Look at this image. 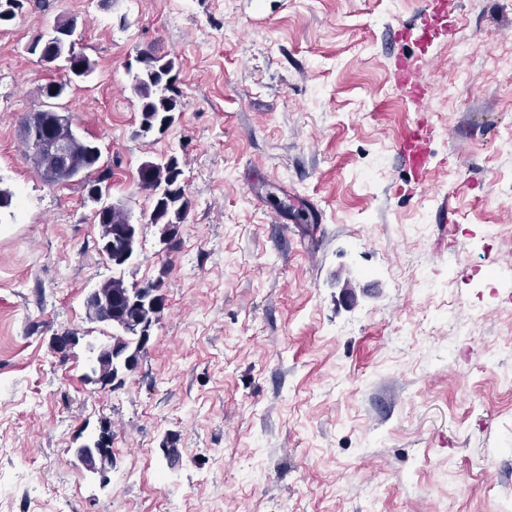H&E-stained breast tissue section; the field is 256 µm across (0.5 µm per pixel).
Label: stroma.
Wrapping results in <instances>:
<instances>
[{
	"label": "stroma",
	"instance_id": "obj_1",
	"mask_svg": "<svg viewBox=\"0 0 512 512\" xmlns=\"http://www.w3.org/2000/svg\"><path fill=\"white\" fill-rule=\"evenodd\" d=\"M448 2L420 185L394 148L417 114L393 54H420L395 31L425 0H50L0 29V512H512V308L478 285L512 270L479 245L512 236V10ZM64 20L97 69L52 101L27 46ZM145 49L181 91L147 137L127 72ZM49 107L97 140L106 199L138 226L125 281H164L108 392L85 378L113 334L84 306L114 273L100 227L23 156L21 118ZM173 152L191 208L163 254L139 168ZM452 250L457 279L429 291ZM106 424L102 476L74 450Z\"/></svg>",
	"mask_w": 512,
	"mask_h": 512
}]
</instances>
